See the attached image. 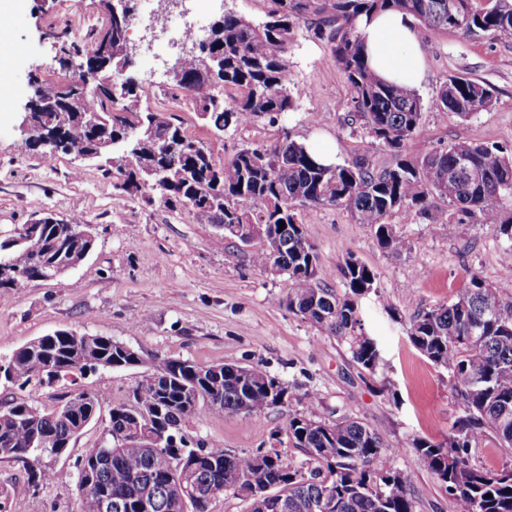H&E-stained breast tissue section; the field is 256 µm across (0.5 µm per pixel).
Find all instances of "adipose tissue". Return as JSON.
<instances>
[{
  "label": "adipose tissue",
  "instance_id": "ef3b65f1",
  "mask_svg": "<svg viewBox=\"0 0 512 512\" xmlns=\"http://www.w3.org/2000/svg\"><path fill=\"white\" fill-rule=\"evenodd\" d=\"M368 63L385 80L412 88L421 85L425 67L419 32L411 16L384 12L361 22Z\"/></svg>",
  "mask_w": 512,
  "mask_h": 512
}]
</instances>
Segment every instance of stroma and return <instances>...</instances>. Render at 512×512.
Segmentation results:
<instances>
[{
	"mask_svg": "<svg viewBox=\"0 0 512 512\" xmlns=\"http://www.w3.org/2000/svg\"><path fill=\"white\" fill-rule=\"evenodd\" d=\"M15 20L0 29V230L28 223L52 212L71 222L92 225L96 242L77 267L50 281H31L0 290V360L30 340L60 329L87 336H109L141 356L139 366L100 369L51 386L18 388L0 384V409L11 400H35L52 408L79 387L126 402L143 375L142 366L161 357L189 359L201 365L256 364L289 385L292 402L261 415L196 418L188 433L237 453L278 448L294 463L305 455L285 442L290 416L333 421L358 418L385 442L398 447L391 468L413 472L416 512H448L444 492L412 449L413 440L440 441L463 413L445 369L437 367L409 341L411 319L422 310L451 303L472 274L500 292L512 294V275L501 267L508 244L492 224H463L456 233L415 214H392L389 223L413 243L411 252L380 248L375 229L357 223L340 206L303 212L306 232L318 258L319 283L337 293L347 285L342 274L354 258L375 273L372 292L359 303L366 332L378 343L381 360L374 373L363 371L346 345L314 324L290 313L282 301L287 277L255 268L249 251L231 240L214 242L211 225L197 223L184 209L128 195L115 188L97 162L76 160L62 152L28 149L17 127L33 96L30 76L56 85L77 79L79 70L61 63L62 45L88 50L100 25L99 0H13ZM188 16L166 14V28L185 19L203 25L223 11L263 19L268 0H189ZM424 100L433 99L455 75L489 84L494 105L469 119L451 112L425 111L418 141L441 148L459 142L512 146V43L456 30H422ZM158 52L140 50L130 69L142 84V103L178 115L186 134L208 147L216 161L251 143L270 145L282 131L298 141L318 139L334 145L336 161L366 159L382 169L393 152L366 133L351 116L352 92L330 49L299 25L289 50L294 101L280 124L261 121L214 134L197 116L187 93L171 89L164 75L172 61L167 40ZM131 227L133 236L123 234ZM313 392L308 404L305 392ZM108 409H101L71 447L44 465L74 469L76 461L106 435ZM0 489L8 493L9 512H73L74 484L31 487L28 465L0 460Z\"/></svg>",
	"mask_w": 512,
	"mask_h": 512,
	"instance_id": "obj_1",
	"label": "stroma"
}]
</instances>
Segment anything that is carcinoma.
Wrapping results in <instances>:
<instances>
[{"label":"carcinoma","mask_w":512,"mask_h":512,"mask_svg":"<svg viewBox=\"0 0 512 512\" xmlns=\"http://www.w3.org/2000/svg\"><path fill=\"white\" fill-rule=\"evenodd\" d=\"M260 21L226 13L213 23L208 51L185 59L183 78L173 85L190 94L199 118L210 129L249 126L260 119L279 122L293 109L289 94L288 52L300 20L313 13L314 34L327 42L352 91L354 114L367 133L397 155L381 171L358 159L322 165L305 143L287 130L274 144L250 145L218 164L211 151L190 138L172 114L140 108L141 85L112 76L130 65L122 53L127 28L106 18L96 33L79 80L78 103L52 112L45 102L58 97L54 85L34 90L37 116L64 131L61 152L94 160L117 179L116 187L149 201L189 210L200 224L215 228V241H238L261 226L250 253L253 266L273 276H288L291 287L282 304L345 343L353 360L373 372L380 359L376 341L363 333L359 297L374 288L375 274L350 258L343 268L345 293L317 287L318 256L308 240L298 209L324 205L351 211L357 223L376 227L387 252L412 250L411 242L386 219L413 212L431 223L434 200L452 206L448 235L461 224H496L507 238L501 262L512 271V147L456 143L421 146L403 153L413 141L425 110L469 118L494 105L493 89L464 76H452L426 102L405 85L380 78L365 60L358 31L361 19L384 11L411 15L429 30L487 33L512 43V0H270ZM233 91L231 102L224 90ZM91 93L93 105L84 104ZM123 105H118L119 101ZM99 117L100 132L87 125ZM95 245L89 224H20L0 234V288L16 289L33 280H52L60 269L84 260ZM412 345L434 365L448 371L463 400V414L441 442L416 439L412 448L444 491L448 505L465 512H512V468L481 469L468 462L470 448L489 439L512 450V294H505L474 273L456 299L415 316L408 330ZM135 351L110 336L88 342L72 330L37 337L0 362V380L17 385L51 384L47 365L62 375L82 377L99 367L138 366ZM291 388L261 365L230 363L201 366L191 360L157 358L150 362L128 403L113 405L104 391L78 390L54 408L16 401L0 410V451L38 460L56 448H69L109 407L106 439L94 447L102 460L77 461L74 472L30 467L29 483H75V512H101L100 499L85 491L89 477L112 499V512H137L144 498L152 512H182L178 501L198 488L230 491L261 510L255 495L266 490L288 502V512H416L415 475L394 470L389 458L401 452L353 417L335 421L316 416L289 418L285 432L307 459L296 465L276 448L231 453L222 446L192 439L184 427L207 409L206 417L258 415L281 406ZM200 457L188 473L176 462Z\"/></svg>","instance_id":"carcinoma-1"}]
</instances>
